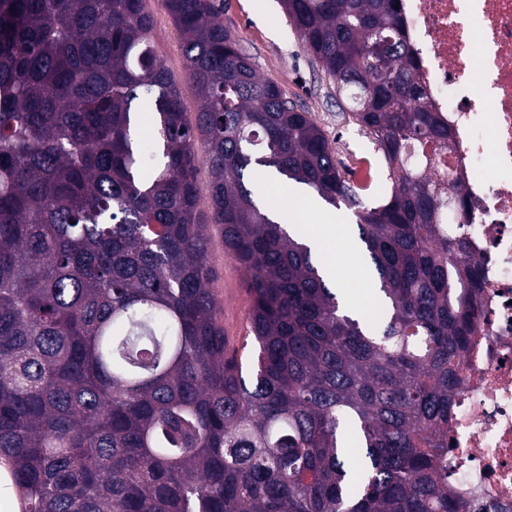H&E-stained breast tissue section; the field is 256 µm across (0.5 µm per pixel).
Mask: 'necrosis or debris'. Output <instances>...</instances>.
<instances>
[{
  "instance_id": "1",
  "label": "necrosis or debris",
  "mask_w": 512,
  "mask_h": 512,
  "mask_svg": "<svg viewBox=\"0 0 512 512\" xmlns=\"http://www.w3.org/2000/svg\"><path fill=\"white\" fill-rule=\"evenodd\" d=\"M434 109L456 133L440 161L473 215L481 328L453 405L448 482L470 512H512V0H398Z\"/></svg>"
}]
</instances>
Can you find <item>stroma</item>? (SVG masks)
<instances>
[{
	"instance_id": "1",
	"label": "stroma",
	"mask_w": 512,
	"mask_h": 512,
	"mask_svg": "<svg viewBox=\"0 0 512 512\" xmlns=\"http://www.w3.org/2000/svg\"><path fill=\"white\" fill-rule=\"evenodd\" d=\"M148 9L153 17L150 40L172 76L180 81L185 109L195 113L200 101L194 87L184 79L183 35L162 0H148ZM219 17L237 37L256 73L276 82L288 98L311 112L343 162L356 158L371 165L375 181L362 199L371 205L377 203L387 185V170L370 137L345 116L344 105L337 102L322 66L301 44L281 0H220ZM208 232L213 270L210 287L220 304L224 334L229 345L236 347L247 331L249 295L239 266L224 254L220 229L212 225Z\"/></svg>"
}]
</instances>
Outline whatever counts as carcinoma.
<instances>
[{"label":"carcinoma","instance_id":"1","mask_svg":"<svg viewBox=\"0 0 512 512\" xmlns=\"http://www.w3.org/2000/svg\"><path fill=\"white\" fill-rule=\"evenodd\" d=\"M394 2L282 0L386 165L367 207L214 0H164L192 116L146 0H0V462L23 512H468L440 461L482 288L443 219L465 197L432 172L453 130ZM257 167L356 209L380 318L346 310ZM202 168L246 274L240 354L210 288ZM147 1L153 17L150 40L172 76L181 84L185 109L194 115L200 101L195 88L184 78L183 35L169 16L163 0Z\"/></svg>","mask_w":512,"mask_h":512}]
</instances>
